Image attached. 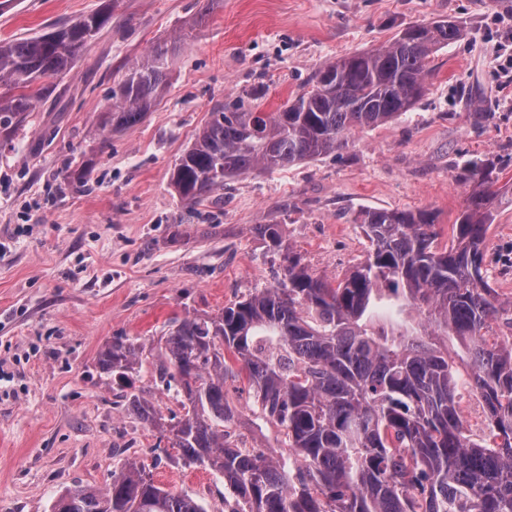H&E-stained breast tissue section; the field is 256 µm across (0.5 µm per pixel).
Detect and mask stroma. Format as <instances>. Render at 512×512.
I'll return each mask as SVG.
<instances>
[{
  "label": "stroma",
  "mask_w": 512,
  "mask_h": 512,
  "mask_svg": "<svg viewBox=\"0 0 512 512\" xmlns=\"http://www.w3.org/2000/svg\"><path fill=\"white\" fill-rule=\"evenodd\" d=\"M102 0H0V41L41 35ZM464 35L432 55L425 91L395 122L353 130L342 150L228 179L190 212L170 185L176 159L215 104L264 88L278 111L322 63L419 22ZM168 87L129 130L102 125L129 64L183 27ZM60 107L31 113L0 146V512H52L75 487L105 488L129 449L160 487L224 512V485L157 446L97 359L113 337L147 340L134 387L165 418L184 413L155 384L169 321L216 313L282 279L283 251L338 281L369 241L365 208L426 210L448 245L471 161L512 195V0H120L59 82ZM279 225L282 250L253 233ZM484 265L512 297V205L493 209ZM236 445L283 451V433L245 378L228 379Z\"/></svg>",
  "instance_id": "35a3bbf8"
}]
</instances>
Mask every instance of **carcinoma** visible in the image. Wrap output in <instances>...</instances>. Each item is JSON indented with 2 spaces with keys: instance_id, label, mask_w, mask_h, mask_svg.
Returning <instances> with one entry per match:
<instances>
[{
  "instance_id": "carcinoma-1",
  "label": "carcinoma",
  "mask_w": 512,
  "mask_h": 512,
  "mask_svg": "<svg viewBox=\"0 0 512 512\" xmlns=\"http://www.w3.org/2000/svg\"><path fill=\"white\" fill-rule=\"evenodd\" d=\"M118 4L106 0L72 24L0 41V86L21 90L0 96V141L49 100ZM186 37L125 72L104 125L131 129L143 120L166 90L169 49ZM461 37L450 21L410 25L383 45L319 66L310 89L278 112H256L242 97L214 107L176 159L171 185L195 206L228 177L340 150L353 130L412 110L430 56ZM465 180L473 188L447 248L437 247L433 214L367 208L358 221L370 250L337 285L290 251L278 286L212 315L174 319L157 374L162 390L182 401L179 419H165L133 389L143 345L116 336L98 367L127 388L125 410L158 429L177 457L224 477L230 512H512V297L499 298L483 266L491 211L502 197L490 190L487 165L468 164ZM254 232L281 249L278 225ZM450 336L468 350L462 370L448 352ZM226 351L284 430L294 464L228 440ZM462 379L485 405L478 440L460 412ZM53 512L205 510L122 456L106 488L69 490Z\"/></svg>"
}]
</instances>
